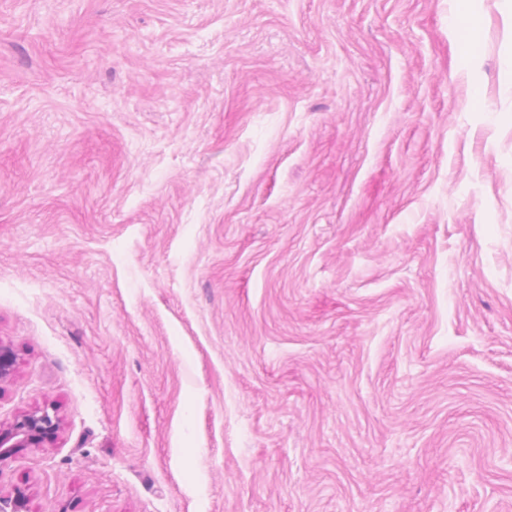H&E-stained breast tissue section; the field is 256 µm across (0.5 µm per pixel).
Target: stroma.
Returning <instances> with one entry per match:
<instances>
[{
  "instance_id": "stroma-1",
  "label": "stroma",
  "mask_w": 512,
  "mask_h": 512,
  "mask_svg": "<svg viewBox=\"0 0 512 512\" xmlns=\"http://www.w3.org/2000/svg\"><path fill=\"white\" fill-rule=\"evenodd\" d=\"M0 0V466L30 512H512V0ZM454 27L457 34L454 40L456 53L453 56V62H464L475 56L480 48L475 23L464 14H459L456 15ZM56 423L55 416H51L47 410L36 409L22 415L10 427L0 428V466L12 457L15 448H24L51 438L56 432ZM51 430L46 439L33 441L36 436Z\"/></svg>"
}]
</instances>
